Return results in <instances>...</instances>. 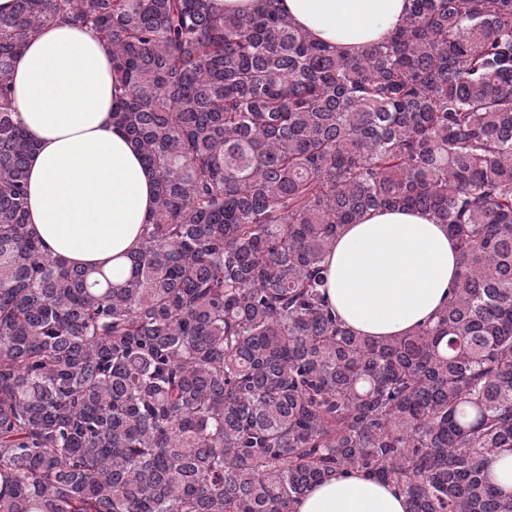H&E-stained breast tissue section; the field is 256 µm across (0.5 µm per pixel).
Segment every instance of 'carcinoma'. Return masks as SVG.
<instances>
[{"instance_id": "cac0c4a2", "label": "carcinoma", "mask_w": 512, "mask_h": 512, "mask_svg": "<svg viewBox=\"0 0 512 512\" xmlns=\"http://www.w3.org/2000/svg\"><path fill=\"white\" fill-rule=\"evenodd\" d=\"M94 30L156 176L117 281L27 228L11 78ZM433 213L461 271L437 322L344 327L325 255L370 210ZM512 0H412L357 56L282 0H13L0 14V512H293L339 472L408 512H512ZM491 482L506 496H512V455L496 459L487 471Z\"/></svg>"}]
</instances>
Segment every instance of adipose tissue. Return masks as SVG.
<instances>
[{
	"label": "adipose tissue",
	"mask_w": 512,
	"mask_h": 512,
	"mask_svg": "<svg viewBox=\"0 0 512 512\" xmlns=\"http://www.w3.org/2000/svg\"><path fill=\"white\" fill-rule=\"evenodd\" d=\"M411 0H284L314 40L357 55L394 31ZM16 119L33 150L28 228L69 264L123 278L125 255L155 207V179L112 114L123 91L107 46L90 30L46 24L12 78ZM329 304L346 328L402 336L433 321L460 271L447 225L421 210H373L344 225L326 258ZM294 512H406L394 485L340 473L314 485Z\"/></svg>",
	"instance_id": "1"
}]
</instances>
